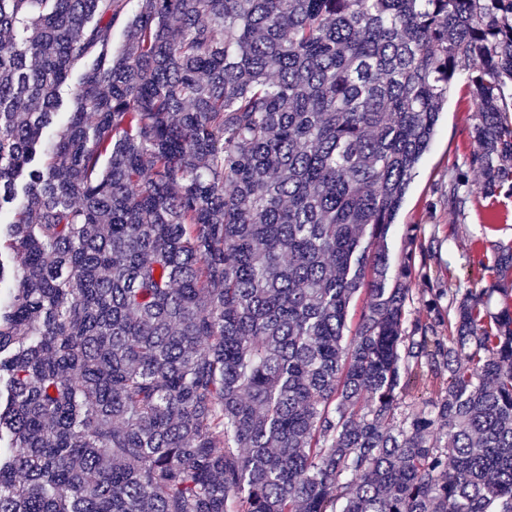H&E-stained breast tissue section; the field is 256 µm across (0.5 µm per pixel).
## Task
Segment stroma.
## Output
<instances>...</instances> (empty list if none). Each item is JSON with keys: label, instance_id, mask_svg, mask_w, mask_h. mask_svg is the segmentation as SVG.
Returning a JSON list of instances; mask_svg holds the SVG:
<instances>
[{"label": "stroma", "instance_id": "1", "mask_svg": "<svg viewBox=\"0 0 512 512\" xmlns=\"http://www.w3.org/2000/svg\"><path fill=\"white\" fill-rule=\"evenodd\" d=\"M476 107L465 74H458L448 93L430 149L414 170L410 188L392 226L388 245L391 257L403 247L405 225L417 224L434 242L433 276L444 288L469 286L485 275L480 261L492 256L497 244L512 246V198L488 197L482 178L464 163L471 149L468 130ZM464 173L460 207L448 205V181Z\"/></svg>", "mask_w": 512, "mask_h": 512}]
</instances>
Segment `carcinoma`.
<instances>
[{"mask_svg":"<svg viewBox=\"0 0 512 512\" xmlns=\"http://www.w3.org/2000/svg\"><path fill=\"white\" fill-rule=\"evenodd\" d=\"M127 4L0 0V512H512V247H387L463 70L512 197V0Z\"/></svg>","mask_w":512,"mask_h":512,"instance_id":"1","label":"carcinoma"}]
</instances>
